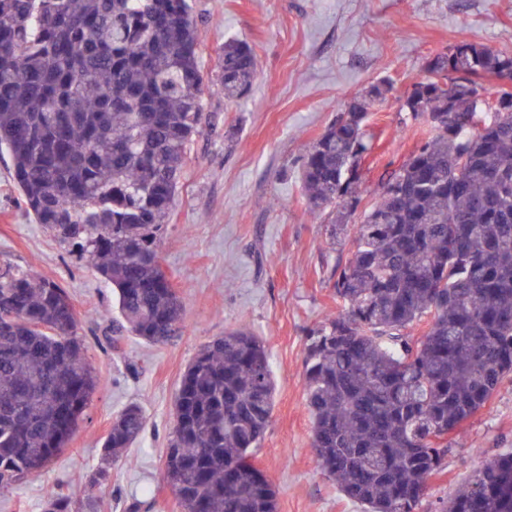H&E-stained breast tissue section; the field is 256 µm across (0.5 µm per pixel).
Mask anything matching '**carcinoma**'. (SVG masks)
Instances as JSON below:
<instances>
[{"mask_svg": "<svg viewBox=\"0 0 512 512\" xmlns=\"http://www.w3.org/2000/svg\"><path fill=\"white\" fill-rule=\"evenodd\" d=\"M512 73V54L462 41L427 68ZM253 48L224 40L221 90L245 99ZM389 82L354 97L304 150L309 213L354 224L333 288L339 309L307 331L312 450L363 512H417L448 456V435L512 378V111L476 104L461 83H413L402 110L428 137L359 209L349 163L370 150L365 121ZM205 74L188 0H0V150L36 222L81 253L115 293L120 327L151 344L179 336L181 295L158 241L191 147L203 133ZM427 328L420 336L413 329ZM99 386L64 288L0 270V487L47 467ZM263 338L238 329L204 345L173 408L166 478L182 512H276L253 455L272 418ZM146 426L112 419L117 460ZM44 512H73L48 491ZM436 512H512V452L481 465Z\"/></svg>", "mask_w": 512, "mask_h": 512, "instance_id": "obj_1", "label": "carcinoma"}]
</instances>
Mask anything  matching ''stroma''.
<instances>
[{
  "instance_id": "35a3bbf8",
  "label": "stroma",
  "mask_w": 512,
  "mask_h": 512,
  "mask_svg": "<svg viewBox=\"0 0 512 512\" xmlns=\"http://www.w3.org/2000/svg\"><path fill=\"white\" fill-rule=\"evenodd\" d=\"M209 87L207 123L170 213L158 253L184 298L182 335L152 345L113 342L115 297L78 253L69 251L20 201L7 152H0V265L52 279L80 317L99 388L66 450L45 470L0 492V512H44L59 487L86 512H181L164 479L173 401L198 350L245 327L266 340L276 380L271 424L255 464L273 482L277 512H361L322 471L311 448L303 359L309 328L336 311L334 271L351 240L331 243L329 218H312L297 180L299 159L352 101L380 80L392 85L374 105L372 149L362 169L364 204L378 178L398 167L419 139L401 103L425 76L428 58L459 40L512 52V0H192ZM238 37L259 69L252 93L229 104L220 91L221 48ZM139 405L147 419L126 460L103 462L113 417ZM512 448V383L448 437V455L429 482L421 512H433L473 471ZM109 477L97 483V470Z\"/></svg>"
}]
</instances>
